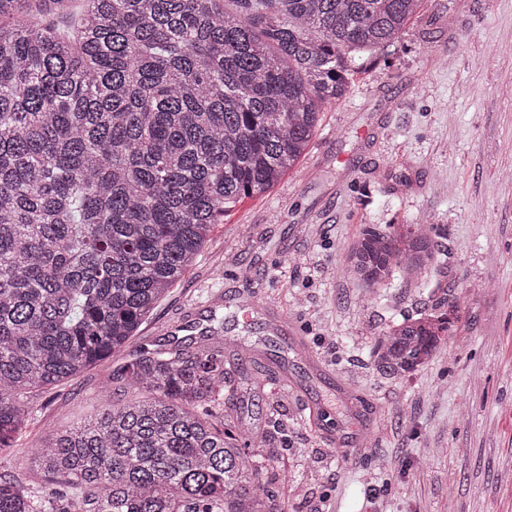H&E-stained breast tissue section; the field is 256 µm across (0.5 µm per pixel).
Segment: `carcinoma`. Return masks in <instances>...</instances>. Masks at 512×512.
Returning <instances> with one entry per match:
<instances>
[{"mask_svg": "<svg viewBox=\"0 0 512 512\" xmlns=\"http://www.w3.org/2000/svg\"><path fill=\"white\" fill-rule=\"evenodd\" d=\"M421 0H0V450L24 391L121 350L194 263L210 227L305 152L355 53L400 38ZM425 224H366L343 274L373 302L426 284ZM450 312L405 315L373 366L403 377L449 335ZM175 336L112 374L87 422L35 462L67 490L0 476V512H273L264 436L224 428V337Z\"/></svg>", "mask_w": 512, "mask_h": 512, "instance_id": "obj_1", "label": "carcinoma"}]
</instances>
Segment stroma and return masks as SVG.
Returning a JSON list of instances; mask_svg holds the SVG:
<instances>
[{
  "label": "stroma",
  "instance_id": "stroma-1",
  "mask_svg": "<svg viewBox=\"0 0 512 512\" xmlns=\"http://www.w3.org/2000/svg\"><path fill=\"white\" fill-rule=\"evenodd\" d=\"M512 0H422L363 54L297 165L213 225L130 348L187 311L225 337L227 413L267 436L275 512H512ZM438 227L430 286L382 302L340 273L365 224ZM442 304L450 336L412 375L369 352L391 322ZM121 355L28 394L0 474L51 483L33 445L96 416Z\"/></svg>",
  "mask_w": 512,
  "mask_h": 512
}]
</instances>
